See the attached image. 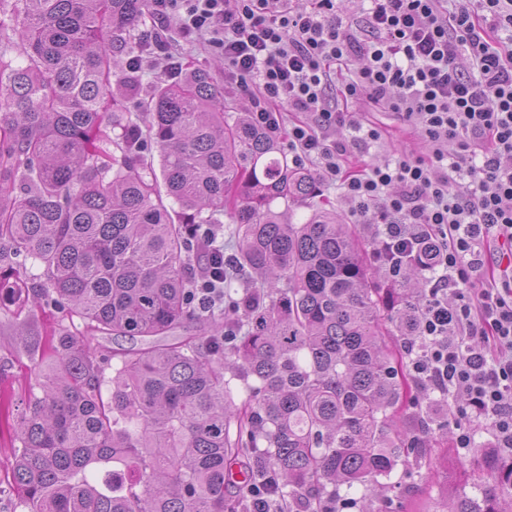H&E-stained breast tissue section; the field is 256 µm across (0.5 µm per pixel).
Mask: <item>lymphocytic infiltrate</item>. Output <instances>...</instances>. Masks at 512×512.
<instances>
[{"label":"lymphocytic infiltrate","mask_w":512,"mask_h":512,"mask_svg":"<svg viewBox=\"0 0 512 512\" xmlns=\"http://www.w3.org/2000/svg\"><path fill=\"white\" fill-rule=\"evenodd\" d=\"M364 14L355 28L337 0L309 11L292 0H150L157 29L140 60L177 65L160 32L176 21L184 45L223 59L224 83L248 96L253 122L287 134L293 165H314L355 222L372 225L390 278L422 266L408 374L461 400L511 452L512 0H369ZM355 55L363 66L337 80L333 63ZM349 100L396 114L428 153L348 171L349 155L386 136L354 124ZM288 112L300 120L285 123ZM191 251L201 261L193 297L207 312L224 300L214 267L224 244L207 229Z\"/></svg>","instance_id":"1"}]
</instances>
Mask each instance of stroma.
Returning <instances> with one entry per match:
<instances>
[{
  "label": "stroma",
  "instance_id": "35a3bbf8",
  "mask_svg": "<svg viewBox=\"0 0 512 512\" xmlns=\"http://www.w3.org/2000/svg\"><path fill=\"white\" fill-rule=\"evenodd\" d=\"M355 123H373L387 133L377 143L353 160L354 165L381 164L397 154H422L426 147L417 135L402 130L394 114L369 111L362 102L350 104ZM30 326L41 334L55 331H81L79 318L62 312L47 300L26 308ZM47 358L43 352H31L20 335V328L10 310L0 309V397L10 399L8 410L0 411V512H19V492L12 482V461L19 443L13 437V426L24 410L32 388L43 373ZM454 398L439 399L430 413L428 430L418 426V408L407 401L400 422L402 431L424 433L427 447L413 449L405 465L392 474L387 499H374V512L392 506L394 512H444L449 500L458 494L472 492L474 484L490 472L512 468V454L494 448L487 427L475 429L473 447L461 449L454 443V425L459 417Z\"/></svg>",
  "mask_w": 512,
  "mask_h": 512
}]
</instances>
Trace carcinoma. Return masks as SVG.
<instances>
[{
    "label": "carcinoma",
    "instance_id": "1",
    "mask_svg": "<svg viewBox=\"0 0 512 512\" xmlns=\"http://www.w3.org/2000/svg\"><path fill=\"white\" fill-rule=\"evenodd\" d=\"M149 10L150 0H0V239L33 268L19 281L0 269V290L25 288L33 304L52 296L86 332L140 342L113 350L109 367L85 332L54 334L40 394L17 422L19 505L241 512L271 472L272 512H327L358 487L355 508L371 512L388 488L380 478L415 447L393 431L423 275L410 264L394 287L372 284L351 225L312 203L310 174L248 113L226 112L209 71L187 66L144 90L133 56ZM293 205L312 209L306 222L292 221ZM223 217L235 271L224 311L205 313L189 248ZM189 321L194 333L168 340ZM506 495L512 469L448 512H501Z\"/></svg>",
    "mask_w": 512,
    "mask_h": 512
}]
</instances>
